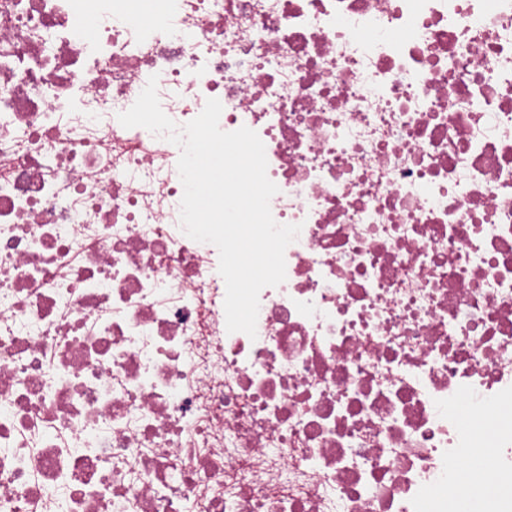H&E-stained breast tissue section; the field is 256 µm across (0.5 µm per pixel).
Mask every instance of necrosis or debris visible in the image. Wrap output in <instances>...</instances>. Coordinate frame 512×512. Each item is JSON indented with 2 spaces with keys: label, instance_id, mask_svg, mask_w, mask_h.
Here are the masks:
<instances>
[{
  "label": "necrosis or debris",
  "instance_id": "necrosis-or-debris-1",
  "mask_svg": "<svg viewBox=\"0 0 512 512\" xmlns=\"http://www.w3.org/2000/svg\"><path fill=\"white\" fill-rule=\"evenodd\" d=\"M129 5L0 0V512H512V0ZM153 76L301 227L255 336Z\"/></svg>",
  "mask_w": 512,
  "mask_h": 512
}]
</instances>
